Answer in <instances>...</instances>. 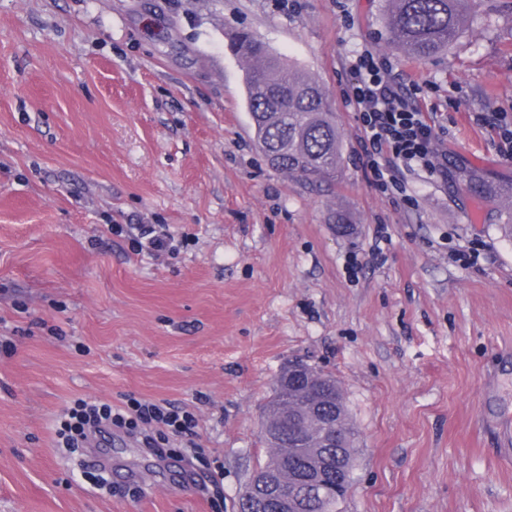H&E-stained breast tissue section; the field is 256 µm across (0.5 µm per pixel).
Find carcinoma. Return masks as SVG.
Masks as SVG:
<instances>
[{
	"mask_svg": "<svg viewBox=\"0 0 512 512\" xmlns=\"http://www.w3.org/2000/svg\"><path fill=\"white\" fill-rule=\"evenodd\" d=\"M389 16L395 43L408 55L425 61L443 52L459 37L469 0H391ZM236 45L243 54L260 61L246 72V101L255 125L253 135L263 154H274V168L307 181L334 176L341 159V140L325 94L309 77L292 71L267 47L243 33ZM324 414L340 415L343 447L329 450L338 456L340 468L347 465V449L353 447L355 429L342 394L324 403ZM273 448L288 447L280 457L273 453L256 471L288 472L304 465L311 448L292 445V430L284 424Z\"/></svg>",
	"mask_w": 512,
	"mask_h": 512,
	"instance_id": "cac0c4a2",
	"label": "carcinoma"
}]
</instances>
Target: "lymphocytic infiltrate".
Wrapping results in <instances>:
<instances>
[{
    "label": "lymphocytic infiltrate",
    "instance_id": "obj_1",
    "mask_svg": "<svg viewBox=\"0 0 512 512\" xmlns=\"http://www.w3.org/2000/svg\"><path fill=\"white\" fill-rule=\"evenodd\" d=\"M357 75L349 99L358 110L363 137L361 148L375 187L382 193H403L401 169L435 171L436 124L429 113L413 105L402 86L388 76V63L372 52L361 53L352 63ZM120 428L157 459L170 455L171 438H184V453L200 459L195 441V421L181 409L128 398L126 404L76 401L64 412L56 432V445L77 450L97 437Z\"/></svg>",
    "mask_w": 512,
    "mask_h": 512
}]
</instances>
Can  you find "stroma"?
I'll use <instances>...</instances> for the list:
<instances>
[{
    "instance_id": "obj_1",
    "label": "stroma",
    "mask_w": 512,
    "mask_h": 512,
    "mask_svg": "<svg viewBox=\"0 0 512 512\" xmlns=\"http://www.w3.org/2000/svg\"><path fill=\"white\" fill-rule=\"evenodd\" d=\"M388 8L0 0V512H238L296 358L336 378L358 432L336 512H512V0H471L423 62ZM242 29L322 86L335 178L267 163L251 62L230 48ZM366 50L443 129L445 173L407 175L403 197L358 156L348 91ZM116 224L165 228L175 250L138 251ZM476 244V264L454 261ZM129 395L195 414L219 492L120 432L108 490L56 447L73 400Z\"/></svg>"
}]
</instances>
